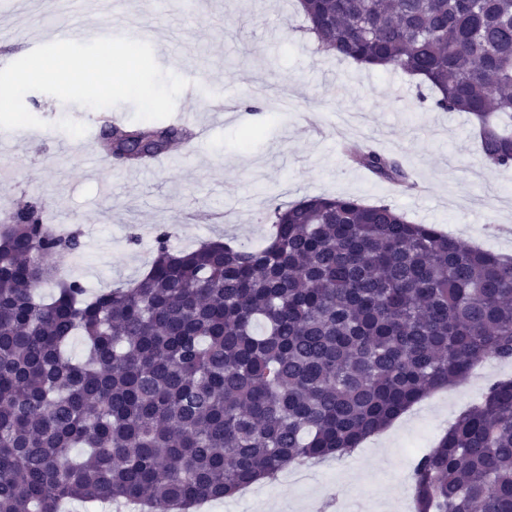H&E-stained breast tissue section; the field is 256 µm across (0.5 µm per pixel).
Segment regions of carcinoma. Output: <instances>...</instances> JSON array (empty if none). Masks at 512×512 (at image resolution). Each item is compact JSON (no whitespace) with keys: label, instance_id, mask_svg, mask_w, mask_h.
<instances>
[{"label":"carcinoma","instance_id":"carcinoma-1","mask_svg":"<svg viewBox=\"0 0 512 512\" xmlns=\"http://www.w3.org/2000/svg\"><path fill=\"white\" fill-rule=\"evenodd\" d=\"M321 48L418 77L474 121L483 163L512 166V0H299ZM147 165L188 132L109 126ZM350 161L410 188L365 144ZM259 248L171 232L136 279L94 294L44 260L81 251L36 202L0 224V512L65 501L192 512L290 466L350 455L427 393L512 361V258L464 247L388 204L317 196L271 213ZM82 336L86 356L67 347ZM409 479L415 512H512V378L489 384Z\"/></svg>","mask_w":512,"mask_h":512}]
</instances>
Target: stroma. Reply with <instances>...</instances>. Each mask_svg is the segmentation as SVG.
Here are the masks:
<instances>
[{
	"mask_svg": "<svg viewBox=\"0 0 512 512\" xmlns=\"http://www.w3.org/2000/svg\"><path fill=\"white\" fill-rule=\"evenodd\" d=\"M114 16L150 29L160 68L188 82L172 121L208 137L188 155L173 145L143 173L112 162L103 174L87 164L86 147L112 113L133 124V106L90 109L27 93L26 108L46 126L9 133L0 216L35 201L47 223L80 231V255L52 259L59 275L92 290L136 278L161 227L173 230L177 250L217 238L256 246L274 205L320 195L386 203L461 244L512 256V167H485L470 118L420 102L416 79L319 51L296 0H98L93 12L58 7L50 17L27 7L0 17V60L42 45L50 22L78 30ZM352 141L400 160L413 189L354 166L342 153ZM474 400L465 382L428 395L358 457L315 465L321 487L260 484L256 512H405L401 481L426 428Z\"/></svg>",
	"mask_w": 512,
	"mask_h": 512,
	"instance_id": "obj_1",
	"label": "stroma"
}]
</instances>
